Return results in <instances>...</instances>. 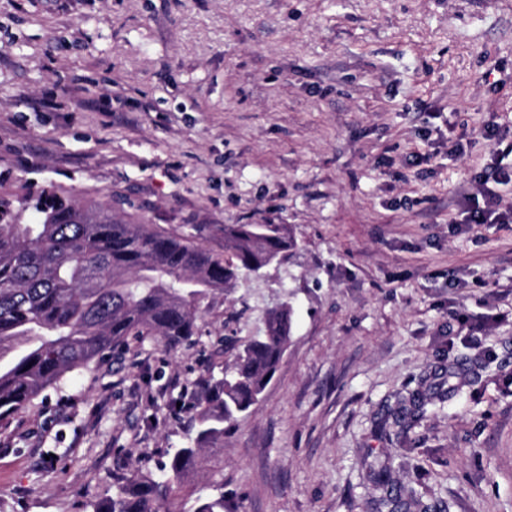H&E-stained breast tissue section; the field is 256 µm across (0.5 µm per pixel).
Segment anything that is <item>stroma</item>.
Returning a JSON list of instances; mask_svg holds the SVG:
<instances>
[{
    "mask_svg": "<svg viewBox=\"0 0 512 512\" xmlns=\"http://www.w3.org/2000/svg\"><path fill=\"white\" fill-rule=\"evenodd\" d=\"M487 125L512 143V0H0L1 197L62 189L217 251L228 224L297 241L202 301L191 344L132 343L16 412L0 512L157 472L225 337L278 302L274 378L168 512H512V223L465 222L512 211Z\"/></svg>",
    "mask_w": 512,
    "mask_h": 512,
    "instance_id": "stroma-1",
    "label": "stroma"
}]
</instances>
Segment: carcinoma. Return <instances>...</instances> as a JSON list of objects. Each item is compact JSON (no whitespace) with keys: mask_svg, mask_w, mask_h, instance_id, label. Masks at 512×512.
Segmentation results:
<instances>
[{"mask_svg":"<svg viewBox=\"0 0 512 512\" xmlns=\"http://www.w3.org/2000/svg\"><path fill=\"white\" fill-rule=\"evenodd\" d=\"M21 211L0 198V426L45 396L63 377L88 369L151 337L174 351L197 335L199 305L235 285L239 271L254 272L284 259L295 247L287 224H226L224 251L147 224L114 219L112 208L82 203L61 191ZM291 340V309L266 310L262 331L236 349L224 376L203 380L193 406L194 436L159 463L163 478L132 473L92 512H160L171 481L205 448L224 447V432L265 392Z\"/></svg>","mask_w":512,"mask_h":512,"instance_id":"1","label":"carcinoma"}]
</instances>
